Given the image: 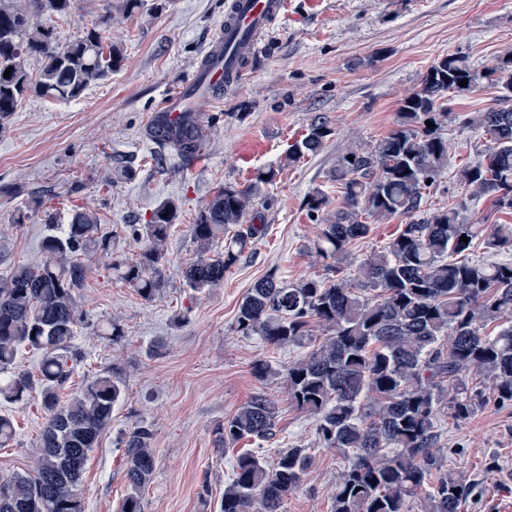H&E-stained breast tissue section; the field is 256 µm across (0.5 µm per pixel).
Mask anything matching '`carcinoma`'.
<instances>
[{
  "mask_svg": "<svg viewBox=\"0 0 512 512\" xmlns=\"http://www.w3.org/2000/svg\"><path fill=\"white\" fill-rule=\"evenodd\" d=\"M75 5L76 0H0V129L25 96L76 100L120 66L121 49L103 31L91 29L58 44L52 17L70 14ZM33 59L41 62L36 73L29 69ZM484 80L509 95L482 113L479 125L491 146L457 176L476 194L492 196L497 211L512 214V56L490 72L475 69L462 55L446 56L404 99L397 126L387 136L337 157L334 174L343 206L330 209V198L320 191L307 200L310 215L321 224L314 249L325 261H337L373 222L396 215L410 221L386 249L370 254L353 278L288 283L271 272L254 282L239 305V331L272 346L298 344L316 327L328 332L288 364L285 377L289 399L314 417L322 447L348 460L336 483L334 512H410L420 494L426 512H459L469 488L442 471L435 451L439 415L448 411L463 420L471 414L481 399L465 382L473 369L492 386L495 403H512V324L486 331L512 314V262L458 259L478 239L490 252L512 247V224L487 231L465 221L456 208L424 206L427 192L448 168L442 131L455 116L442 99ZM429 122L434 127H427ZM162 134L180 156L194 153L205 138L190 113ZM331 135L328 120L315 118L283 165L316 152ZM274 176L270 168L245 188L220 187L199 210L192 227L196 255L182 268L189 287L223 283L224 272L261 231L244 225V219L260 186ZM177 210L173 201L154 209L145 225L146 244L131 261L114 254L97 212L74 209L61 232L44 238L40 265L20 264L0 276V373H10L0 382V402L14 404L36 390L46 411L31 468L0 477V512H84L79 491L84 466L110 428L125 385L110 374L98 375L61 400L79 358L73 340L85 325L76 300L88 272L81 257L94 253L109 261L119 279L151 301L165 284V246ZM222 238L224 252L213 253L212 245ZM23 347L41 354L35 376L9 372ZM276 424L275 401L258 393L216 428L215 444L222 450L244 439L272 440ZM14 435L12 419L0 415V447L9 446ZM152 441V430L143 424L119 437L128 485L120 512H142V491L155 467ZM312 464L313 455L302 444L280 449L273 464L255 452L238 454L219 512H283Z\"/></svg>",
  "mask_w": 512,
  "mask_h": 512,
  "instance_id": "obj_1",
  "label": "carcinoma"
}]
</instances>
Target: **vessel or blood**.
Masks as SVG:
<instances>
[{
  "label": "vessel or blood",
  "instance_id": "obj_1",
  "mask_svg": "<svg viewBox=\"0 0 512 512\" xmlns=\"http://www.w3.org/2000/svg\"><path fill=\"white\" fill-rule=\"evenodd\" d=\"M288 0H226L224 22L212 36L191 80L167 93L151 127L178 123L184 113L204 112L220 100L248 69L271 22Z\"/></svg>",
  "mask_w": 512,
  "mask_h": 512
}]
</instances>
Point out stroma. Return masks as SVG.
I'll return each instance as SVG.
<instances>
[{"instance_id": "obj_1", "label": "stroma", "mask_w": 512, "mask_h": 512, "mask_svg": "<svg viewBox=\"0 0 512 512\" xmlns=\"http://www.w3.org/2000/svg\"><path fill=\"white\" fill-rule=\"evenodd\" d=\"M225 2L142 0L127 13L122 0H78L70 15L53 22L59 43L84 35L111 12L112 41L124 56L121 68L74 101L24 99L0 130V188H9L0 191V276L40 262L47 217L64 224L71 209L91 208L115 248L134 259L142 243L130 225L147 224L162 202L179 206L167 241L166 284L153 302L95 258L77 292L87 323L73 341L80 358L72 387L105 372L125 384L112 425L83 471L85 512H119L127 486L124 451L116 439L137 423L153 431L155 448L142 512H218L238 453L255 451L272 460L278 449L294 443L311 448L314 462L283 512H332L343 455L322 448L314 418L289 400L283 376L261 380L252 370L262 359L280 371L309 347H274L242 335L239 304L270 271L288 282L332 278L312 251L320 224L305 201L319 190L333 206L341 205L332 178L337 156L387 136L402 102L434 62L461 54L475 68L490 70L512 54V0H290L288 12L263 36L242 83L202 114L205 155L190 167L153 144L147 128L164 95L191 76L224 19ZM501 97V89L486 81L447 99L456 117L444 131L448 169L427 196L428 207L462 208L474 224H512L511 214L497 212L488 197L456 177L489 145L478 117ZM317 115L328 118L332 135L316 153L283 165L289 146ZM271 166L278 174L246 218L264 225V232L225 272L223 283L187 287L181 267L195 254L192 225L199 209L218 187H246ZM38 197L43 204L37 209ZM22 211L28 218L16 223ZM403 222L396 216L371 225L340 258L342 275L356 274ZM107 321L123 328L120 344L98 334V325ZM259 392L277 402L275 440L245 439L217 450L215 428ZM0 414L16 427L10 447H0V475L7 476L32 466L45 411L35 395L0 405ZM439 431L443 470L471 488L460 512H494L496 501L512 500V404L489 400L467 419L441 416Z\"/></svg>"}]
</instances>
